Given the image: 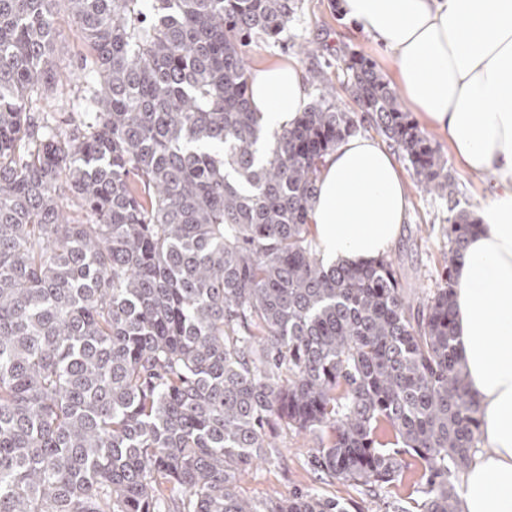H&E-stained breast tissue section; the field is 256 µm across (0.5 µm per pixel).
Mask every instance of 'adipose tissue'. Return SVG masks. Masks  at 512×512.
Returning a JSON list of instances; mask_svg holds the SVG:
<instances>
[{
    "label": "adipose tissue",
    "mask_w": 512,
    "mask_h": 512,
    "mask_svg": "<svg viewBox=\"0 0 512 512\" xmlns=\"http://www.w3.org/2000/svg\"><path fill=\"white\" fill-rule=\"evenodd\" d=\"M342 11L391 55L409 107L447 133L456 162L495 180L455 273L457 352L490 446L463 477L461 512H512V0H342ZM304 103L297 63L257 67L251 104L265 127L292 123ZM408 208L392 155L347 138L326 159L313 209L325 259L387 254Z\"/></svg>",
    "instance_id": "ef3b65f1"
}]
</instances>
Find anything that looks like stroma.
I'll return each instance as SVG.
<instances>
[{
  "mask_svg": "<svg viewBox=\"0 0 512 512\" xmlns=\"http://www.w3.org/2000/svg\"><path fill=\"white\" fill-rule=\"evenodd\" d=\"M311 47V54H301V47ZM353 50L370 60L386 78H393L390 59L368 35L354 31L341 13L330 7V0H299L297 13L288 25L283 41H254L246 49L250 66L270 60L292 59L299 63L307 98L317 94L319 74L338 78L342 74V51ZM430 136L444 157L454 179L452 196H429L415 186L410 163L396 145L388 150L405 179V191L410 202L399 237L388 258L397 270L405 295L418 299L432 294L444 275L443 254L448 250L444 227L458 211L474 212L492 191L490 179L470 174L455 161L446 133L430 129ZM275 448L269 459L246 473L238 483L240 495L263 500L285 498L296 492L330 497L346 503L349 512H387L391 502L403 499L413 490L419 466L413 457H406L405 481L378 492L369 491L342 480L323 478L310 465L315 443L292 434L273 423L266 429Z\"/></svg>",
  "mask_w": 512,
  "mask_h": 512,
  "instance_id": "1",
  "label": "stroma"
}]
</instances>
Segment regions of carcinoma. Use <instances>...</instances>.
Returning <instances> with one entry per match:
<instances>
[{
    "instance_id": "obj_1",
    "label": "carcinoma",
    "mask_w": 512,
    "mask_h": 512,
    "mask_svg": "<svg viewBox=\"0 0 512 512\" xmlns=\"http://www.w3.org/2000/svg\"><path fill=\"white\" fill-rule=\"evenodd\" d=\"M88 45L81 120L35 117L70 82L59 7ZM298 0H0V512H348L237 483L276 422L313 468L368 488L422 468L420 512H460L479 403L456 350L454 281L413 302L391 261L325 265L311 215L359 116L453 193L433 139L363 56L291 125L250 102L244 47ZM354 103L338 106L339 93ZM84 212L74 224L70 207Z\"/></svg>"
}]
</instances>
